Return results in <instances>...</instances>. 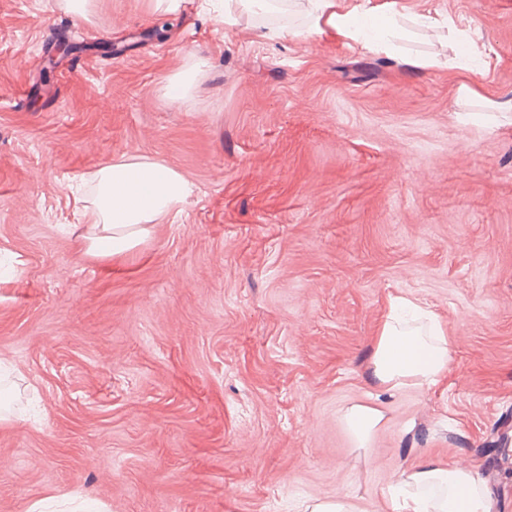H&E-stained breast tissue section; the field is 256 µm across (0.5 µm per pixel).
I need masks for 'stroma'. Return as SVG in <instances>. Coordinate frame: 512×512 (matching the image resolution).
Instances as JSON below:
<instances>
[{"label":"stroma","instance_id":"1","mask_svg":"<svg viewBox=\"0 0 512 512\" xmlns=\"http://www.w3.org/2000/svg\"><path fill=\"white\" fill-rule=\"evenodd\" d=\"M394 8L486 66L428 26L385 54L251 4L0 0V512H394L428 459L512 512V441L487 449L512 430V0ZM130 156L193 194L130 252L78 250L70 178ZM396 296L443 322L442 384L372 385ZM354 403L384 414L362 444Z\"/></svg>","mask_w":512,"mask_h":512}]
</instances>
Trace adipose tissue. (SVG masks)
I'll return each instance as SVG.
<instances>
[{"mask_svg": "<svg viewBox=\"0 0 512 512\" xmlns=\"http://www.w3.org/2000/svg\"><path fill=\"white\" fill-rule=\"evenodd\" d=\"M308 27L329 24L373 51L395 53L406 34L398 20L378 14L371 0H359L339 13L333 0H295ZM74 199L86 219L77 244L102 255L129 252L151 234L153 224L180 212L193 192L176 169L144 158L129 157L101 164L78 178ZM407 302L392 299L389 314L377 329L370 378L388 391L410 384L441 382L448 370V337L435 318L409 325L401 314ZM397 512H491V497L477 470L428 460L400 481Z\"/></svg>", "mask_w": 512, "mask_h": 512, "instance_id": "adipose-tissue-1", "label": "adipose tissue"}]
</instances>
